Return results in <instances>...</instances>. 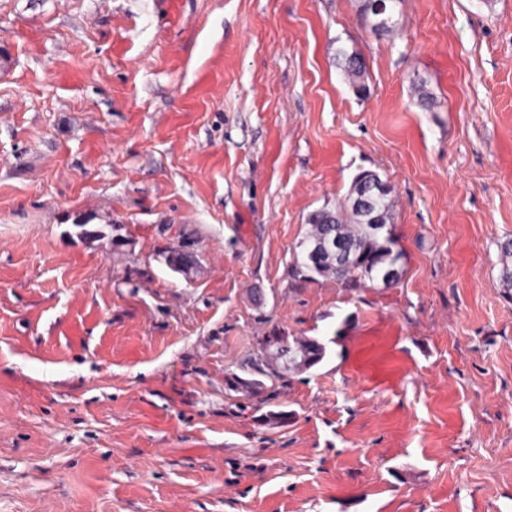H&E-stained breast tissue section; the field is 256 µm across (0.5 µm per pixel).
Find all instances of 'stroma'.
<instances>
[{
	"mask_svg": "<svg viewBox=\"0 0 512 512\" xmlns=\"http://www.w3.org/2000/svg\"><path fill=\"white\" fill-rule=\"evenodd\" d=\"M361 5L0 0V512H512V0ZM363 171L401 281L292 287ZM391 1L389 0H376L374 1V7L373 10L376 15L379 16V18H387L391 14V4H389ZM362 10L365 14L369 15L371 14L373 17L376 18V21L374 22L373 26L376 30L382 32V33H391L393 32L395 28V24L392 21V16H390L386 21L381 22L375 15H373L369 9V5L366 2V0H363L362 4ZM340 56L339 66L343 74L357 92H362L365 89L364 77L366 74L363 60L357 54L353 53L348 54L342 52ZM282 333V332H281ZM290 336L280 331H274L271 336H265L259 343L260 347L254 358L240 364L235 371H229L224 378L225 387L237 393L257 396L271 391L276 385L283 387L288 383L290 376L296 372L308 371L319 365L327 355V346L315 337ZM274 347L279 351L282 360L297 356L303 363V368L284 369L278 362L269 360L264 353L263 346ZM266 381L271 382L268 386Z\"/></svg>",
	"mask_w": 512,
	"mask_h": 512,
	"instance_id": "obj_1",
	"label": "stroma"
}]
</instances>
